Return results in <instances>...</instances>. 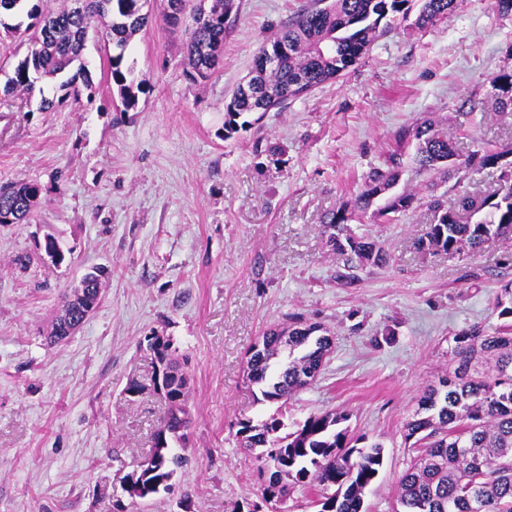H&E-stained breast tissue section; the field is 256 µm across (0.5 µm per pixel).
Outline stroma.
I'll return each mask as SVG.
<instances>
[{
    "mask_svg": "<svg viewBox=\"0 0 512 512\" xmlns=\"http://www.w3.org/2000/svg\"><path fill=\"white\" fill-rule=\"evenodd\" d=\"M308 4L236 0L222 61L204 80L190 75L181 30L156 21L126 53L146 82L130 110L93 40L91 94L45 110L0 99V186L42 188L28 222L0 224V512H314L297 487L264 503L256 455L235 439L239 420L277 409L248 386L246 353L293 315L334 346L285 418L346 411L384 447L367 510L394 512L417 397L445 374L454 336L503 325L496 297L512 280V236L475 252L416 249L433 220L426 199L487 193L498 174L460 182L405 162L397 189L415 194L412 208L352 226L389 261L349 280L321 220L352 208L365 176L423 119L451 134L466 126L460 155L489 143L512 150V115L496 111L490 83L512 72V14L457 0L429 28L396 22L348 73L225 137L224 104L255 52ZM49 236L62 266L46 258ZM95 267L108 273L99 307L66 341L47 343L63 295ZM151 336L170 341L189 378L188 463L169 492L140 500L127 478L166 412L149 389ZM133 380L145 391L127 393Z\"/></svg>",
    "mask_w": 512,
    "mask_h": 512,
    "instance_id": "stroma-1",
    "label": "stroma"
}]
</instances>
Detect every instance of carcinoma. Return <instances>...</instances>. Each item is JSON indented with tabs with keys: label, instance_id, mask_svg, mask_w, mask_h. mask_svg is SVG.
I'll list each match as a JSON object with an SVG mask.
<instances>
[{
	"label": "carcinoma",
	"instance_id": "cac0c4a2",
	"mask_svg": "<svg viewBox=\"0 0 512 512\" xmlns=\"http://www.w3.org/2000/svg\"><path fill=\"white\" fill-rule=\"evenodd\" d=\"M420 2L415 24L433 26L448 16L456 0H313L282 30L262 44L252 63L257 87L241 83L224 107V138L250 124L247 117L281 108L288 101L335 79L353 68L372 43L384 33L382 23L405 19ZM0 0V27L27 45V54L13 67L0 90L5 97H40V108L54 106L46 98L43 83L61 79L65 96H79L93 88L85 50L90 34L104 47H112L108 72L125 109L135 107L146 80L125 64V51L135 36L153 23L143 12L146 0H72L58 11H43L41 0ZM199 7L195 26L185 33L188 65L200 78L209 77L215 64L213 47L224 46V35L235 0H209ZM24 12L25 26L10 25L4 17ZM101 21L96 29L95 21ZM277 56L274 67L263 68L267 52ZM495 107L512 114V72L491 79ZM415 145L413 161L420 171L461 166L448 161L457 152L448 134L422 121L399 134V141ZM490 146L467 156L469 167L500 171L498 187L479 198L461 193L448 200L434 196L427 206L438 223L417 240V247L477 251L491 238L512 234V159ZM402 154H392L387 169H372L357 195L354 211L365 214L377 202L381 217L407 211L410 195L391 194L399 181ZM42 188L34 182L0 187V224L6 218L18 224L27 220L38 203ZM352 216L346 210L326 212L322 217L326 243L344 264L338 278L368 264L388 262V254L373 239L356 235L349 228ZM88 287L62 300L50 335L62 339L74 315L86 304L101 302L102 281L96 272ZM499 315L512 317V282L497 297ZM264 348L247 357L246 379L257 388L261 401L287 406L298 392L310 386L333 347V336L324 328L299 316L262 334ZM156 359L176 366L171 343L158 336L148 338ZM452 370L427 385L417 399V408L404 425L405 441L416 450L398 485L401 512H512V323L488 333L473 326L454 337ZM167 403L160 425L165 442L153 444L151 454L133 471L130 495L151 499L165 492L177 469L187 458L175 453L172 443L186 440L189 411L187 393L181 385L163 389ZM343 411L309 416L297 429L285 430L282 419L271 417L238 422V446L248 451L262 449L260 468L279 466L282 485L263 488L262 495L283 496L288 487L300 486L312 495L317 512H366L364 498L384 463L379 443L365 444L366 437L353 433Z\"/></svg>",
	"mask_w": 512,
	"mask_h": 512
}]
</instances>
